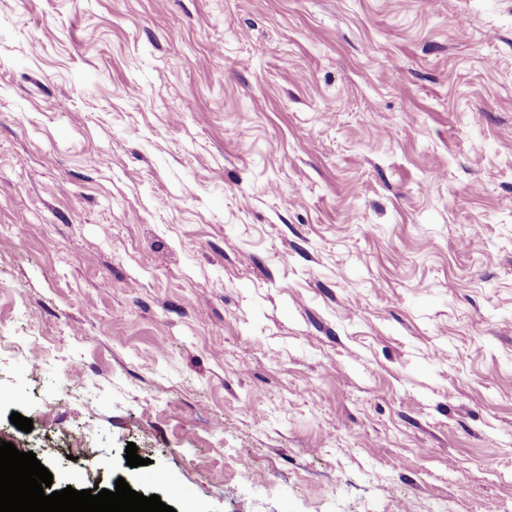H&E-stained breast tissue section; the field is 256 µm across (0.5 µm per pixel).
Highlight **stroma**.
Masks as SVG:
<instances>
[{"label": "stroma", "mask_w": 512, "mask_h": 512, "mask_svg": "<svg viewBox=\"0 0 512 512\" xmlns=\"http://www.w3.org/2000/svg\"><path fill=\"white\" fill-rule=\"evenodd\" d=\"M2 440L175 512H512V0H0Z\"/></svg>", "instance_id": "35a3bbf8"}]
</instances>
